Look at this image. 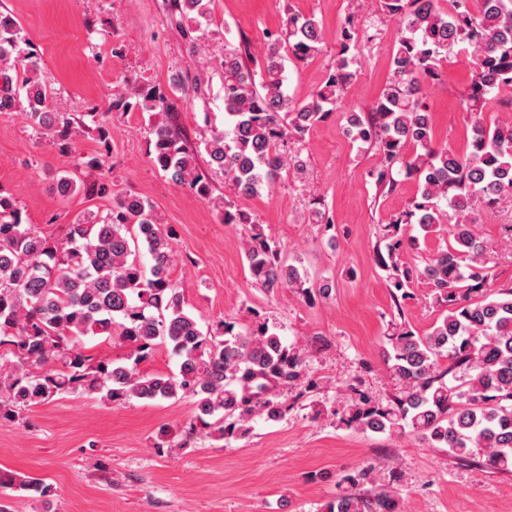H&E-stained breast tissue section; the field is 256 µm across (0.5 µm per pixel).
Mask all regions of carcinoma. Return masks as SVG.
Returning a JSON list of instances; mask_svg holds the SVG:
<instances>
[{
	"instance_id": "1",
	"label": "carcinoma",
	"mask_w": 512,
	"mask_h": 512,
	"mask_svg": "<svg viewBox=\"0 0 512 512\" xmlns=\"http://www.w3.org/2000/svg\"><path fill=\"white\" fill-rule=\"evenodd\" d=\"M378 0V8L397 22L392 78L368 112L351 111L352 141L373 146L381 156L377 182L396 185L393 170L416 180L418 192L408 209L383 226L376 265L385 272L398 315L401 301L416 280L432 288L442 310L430 331L416 333L406 321L387 337L384 362L398 392L385 405L369 400L356 386V398L340 422L363 434L407 429L435 448H446L460 463L486 464L512 473V286L493 289V272L475 213L512 195V124L472 123L471 150L457 155L432 142L424 82L454 48H473L475 68L464 102L476 112L512 87V0ZM212 0H168L172 12L201 23ZM358 34L346 20L334 66L322 84L297 101L285 89V62L314 58L322 42L313 16L288 13L284 31L265 43L255 68L247 42L224 46V129L205 139L208 164L227 177L245 197L271 187L282 170L307 172L300 143L335 112L358 76ZM21 28L0 11V112L22 107L39 134L70 144L74 122L55 112L52 91L34 76L39 58L24 56L26 71L16 69ZM148 81L116 95L112 108L146 112L151 119V161L180 187L215 205L226 224H248L245 258L255 285L269 294L292 289L307 298H328L333 284L312 278L301 259L282 256L250 214L213 197L199 173L197 153L174 124L171 96ZM417 153L409 156L407 146ZM85 167L97 173L88 182L65 174L55 190L63 198L79 191L102 195L108 186L103 155ZM321 197L309 201V217L331 227ZM416 224L424 235L444 233L448 245L424 265L408 266L401 256L420 245L408 233ZM173 233L161 228L153 206L132 193L112 198L104 216L86 213L68 225L60 244L32 224L23 223L15 201L0 194V418L18 417L63 393L99 394L112 402L194 399L188 431L216 436L229 444L247 432L254 417L276 421L288 403L275 389L307 378V358L284 344L268 322L235 330L220 321L204 326L184 308L170 270L175 262ZM151 267L145 268L141 253ZM118 336L130 348L122 360L98 362L83 351L82 339ZM163 345L179 358L172 375H144L138 365ZM35 493L50 488L33 477L0 473V487ZM396 491L382 489L372 498L336 495L324 512H397Z\"/></svg>"
}]
</instances>
